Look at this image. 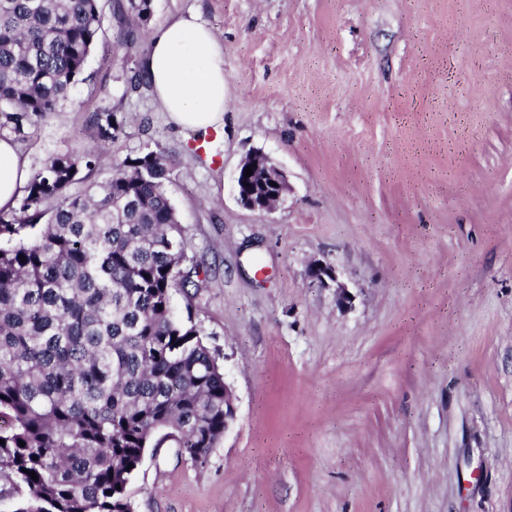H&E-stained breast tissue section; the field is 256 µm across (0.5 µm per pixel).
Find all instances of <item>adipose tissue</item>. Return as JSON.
Listing matches in <instances>:
<instances>
[{
	"instance_id": "1",
	"label": "adipose tissue",
	"mask_w": 512,
	"mask_h": 512,
	"mask_svg": "<svg viewBox=\"0 0 512 512\" xmlns=\"http://www.w3.org/2000/svg\"><path fill=\"white\" fill-rule=\"evenodd\" d=\"M169 121L199 139L224 129V47L218 35L191 12L157 28L142 65ZM32 177L27 160L0 138V211L13 210Z\"/></svg>"
}]
</instances>
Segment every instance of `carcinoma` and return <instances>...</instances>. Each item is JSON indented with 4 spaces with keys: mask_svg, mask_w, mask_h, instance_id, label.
<instances>
[{
    "mask_svg": "<svg viewBox=\"0 0 512 512\" xmlns=\"http://www.w3.org/2000/svg\"><path fill=\"white\" fill-rule=\"evenodd\" d=\"M130 7L147 25L151 0ZM100 28L99 0H0V129L24 138L58 111ZM93 123L105 143L123 120ZM96 160L50 157L0 212V497L19 496L15 512H132L127 487L159 431L193 462L224 437L216 351L172 308L206 263L188 253L169 162L128 156L74 189Z\"/></svg>",
    "mask_w": 512,
    "mask_h": 512,
    "instance_id": "1",
    "label": "carcinoma"
}]
</instances>
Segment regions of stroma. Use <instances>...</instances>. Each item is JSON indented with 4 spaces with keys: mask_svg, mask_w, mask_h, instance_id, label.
Here are the masks:
<instances>
[{
    "mask_svg": "<svg viewBox=\"0 0 512 512\" xmlns=\"http://www.w3.org/2000/svg\"><path fill=\"white\" fill-rule=\"evenodd\" d=\"M191 10L224 44L209 164L127 89L150 29ZM100 12L83 75L17 147L39 171L95 148L110 110L124 123L90 181L169 160L208 264L172 305L236 407L204 464L147 451L134 512H512V0H152L132 43L129 0ZM256 149L288 179L266 213L236 192Z\"/></svg>",
    "mask_w": 512,
    "mask_h": 512,
    "instance_id": "35a3bbf8",
    "label": "stroma"
}]
</instances>
